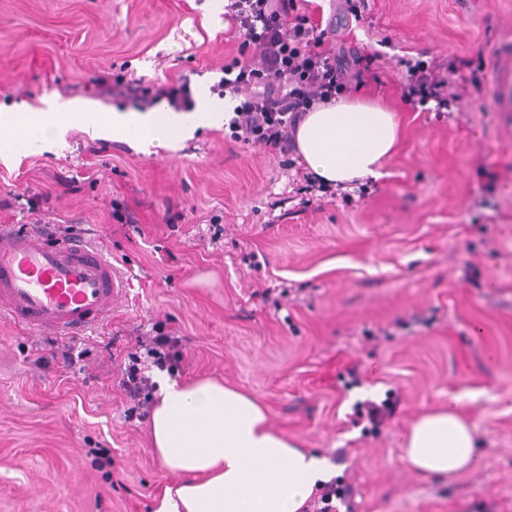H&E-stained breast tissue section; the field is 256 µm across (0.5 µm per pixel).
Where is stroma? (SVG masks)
Returning a JSON list of instances; mask_svg holds the SVG:
<instances>
[{"instance_id": "obj_1", "label": "stroma", "mask_w": 512, "mask_h": 512, "mask_svg": "<svg viewBox=\"0 0 512 512\" xmlns=\"http://www.w3.org/2000/svg\"><path fill=\"white\" fill-rule=\"evenodd\" d=\"M207 2L0 0V105L131 108L97 91L116 72L218 94L236 42ZM317 2L343 63L379 56L360 92L399 118L384 178L304 206L283 156L220 128L150 155L75 128L61 151L0 161V225H75L126 281L109 318L54 345L0 319V512H151L174 475L120 380L158 321L183 338L182 378L259 398L336 466L352 512H512V117L490 79L512 0ZM451 56L482 58L484 81L412 110L399 59ZM453 396L479 462L422 476L403 439ZM385 399L390 419L354 424Z\"/></svg>"}]
</instances>
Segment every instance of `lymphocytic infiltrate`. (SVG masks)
<instances>
[{
	"label": "lymphocytic infiltrate",
	"instance_id": "f902f5d3",
	"mask_svg": "<svg viewBox=\"0 0 512 512\" xmlns=\"http://www.w3.org/2000/svg\"><path fill=\"white\" fill-rule=\"evenodd\" d=\"M224 19L238 40V58L224 67L222 92L239 96L228 127L232 140L259 144L275 154L294 152L296 123L312 104L343 96L351 82L372 75L375 55H359L343 68L315 16L311 0H227ZM404 98L412 108L447 111L458 89L479 83L481 68L459 57L449 61L404 60ZM139 355L124 369L122 389L135 408L149 413L156 385L149 367L179 371L183 338L156 329L138 338Z\"/></svg>",
	"mask_w": 512,
	"mask_h": 512
}]
</instances>
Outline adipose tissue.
Returning <instances> with one entry per match:
<instances>
[{"mask_svg": "<svg viewBox=\"0 0 512 512\" xmlns=\"http://www.w3.org/2000/svg\"><path fill=\"white\" fill-rule=\"evenodd\" d=\"M230 114L225 102L200 93L193 110H115L99 114L84 99L52 98L38 108L0 109V158L28 147L30 133L73 126L147 151L191 138L196 129L219 128ZM304 168L327 185L378 179L396 153L399 130L390 110L361 100L311 107L295 133ZM156 456L178 475L165 486L153 512H305L332 466L274 430L264 406L223 383L182 382L162 375L150 416ZM470 421L455 405L424 414L412 424L401 457L414 470L448 478L478 458Z\"/></svg>", "mask_w": 512, "mask_h": 512, "instance_id": "1", "label": "adipose tissue"}]
</instances>
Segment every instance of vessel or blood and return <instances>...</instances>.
<instances>
[{"instance_id": "obj_1", "label": "vessel or blood", "mask_w": 512, "mask_h": 512, "mask_svg": "<svg viewBox=\"0 0 512 512\" xmlns=\"http://www.w3.org/2000/svg\"><path fill=\"white\" fill-rule=\"evenodd\" d=\"M498 111L512 114V51L496 58ZM122 280L94 245L0 226V318L39 332L78 336L109 315Z\"/></svg>"}]
</instances>
